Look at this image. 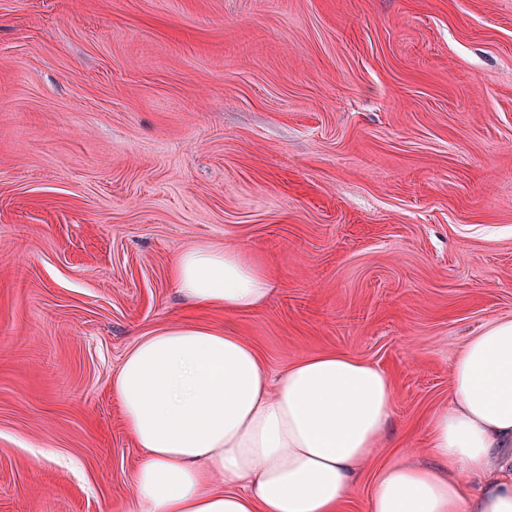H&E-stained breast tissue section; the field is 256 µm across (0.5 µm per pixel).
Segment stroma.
Instances as JSON below:
<instances>
[{
  "mask_svg": "<svg viewBox=\"0 0 512 512\" xmlns=\"http://www.w3.org/2000/svg\"><path fill=\"white\" fill-rule=\"evenodd\" d=\"M226 245L258 308L192 314ZM231 325L270 370H385L426 455L457 350L512 318V0H0V512H129L112 393L135 339ZM170 275L182 299L205 311L253 310L275 287L266 266L225 245H198L180 251L172 261Z\"/></svg>",
  "mask_w": 512,
  "mask_h": 512,
  "instance_id": "stroma-1",
  "label": "stroma"
}]
</instances>
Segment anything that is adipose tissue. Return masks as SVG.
<instances>
[{"label": "adipose tissue", "mask_w": 512, "mask_h": 512, "mask_svg": "<svg viewBox=\"0 0 512 512\" xmlns=\"http://www.w3.org/2000/svg\"><path fill=\"white\" fill-rule=\"evenodd\" d=\"M170 275L198 310L245 312L274 289L269 269L230 247L180 251ZM142 448L132 512H339L393 413L390 377L346 352L271 374L231 326H161L112 378ZM433 465L382 464L370 512H512V319L455 354L450 397L430 418Z\"/></svg>", "instance_id": "1"}]
</instances>
